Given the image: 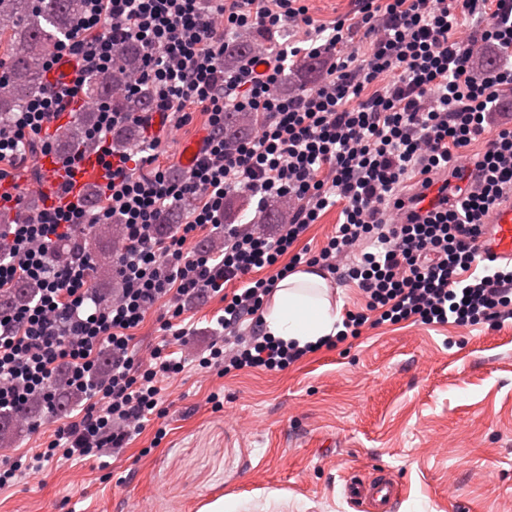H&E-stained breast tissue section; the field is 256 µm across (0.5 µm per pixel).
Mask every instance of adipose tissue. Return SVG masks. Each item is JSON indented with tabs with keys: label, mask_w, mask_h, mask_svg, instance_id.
Segmentation results:
<instances>
[{
	"label": "adipose tissue",
	"mask_w": 512,
	"mask_h": 512,
	"mask_svg": "<svg viewBox=\"0 0 512 512\" xmlns=\"http://www.w3.org/2000/svg\"><path fill=\"white\" fill-rule=\"evenodd\" d=\"M339 320L329 281L306 267L276 282L261 316L266 335L301 348L336 335Z\"/></svg>",
	"instance_id": "ef3b65f1"
}]
</instances>
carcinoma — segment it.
I'll return each mask as SVG.
<instances>
[{"label":"carcinoma","instance_id":"1","mask_svg":"<svg viewBox=\"0 0 512 512\" xmlns=\"http://www.w3.org/2000/svg\"><path fill=\"white\" fill-rule=\"evenodd\" d=\"M84 8V0H0V37L4 42L3 58L0 59V124L6 123L13 113L20 111L27 101L41 89L43 59L51 53L56 42L70 34ZM251 49V43L243 39L224 52V61L233 63ZM142 65V54L135 44L121 48L115 61L106 71L95 73L87 79L85 102L82 112L63 127L56 140L57 149L67 153L73 147H91L87 130L96 123L99 104L104 101L120 112H147L152 106L153 91L144 85L134 96L118 98L116 91ZM256 124L250 112H228L224 119V137L233 140L249 134ZM139 142V130L134 124H124L112 132V145L119 150L135 147ZM288 201L282 200L273 208L261 213L259 223L281 224L287 218ZM93 244L90 252L94 257L92 277L96 282L95 296L105 302L112 299V286L116 278L114 254L123 243L124 228L112 224L103 237L93 227L75 229L73 239L62 240L50 254L53 269L67 266L72 256V240ZM41 285L20 279L11 287L0 289V311H11L35 301ZM52 388L54 396L50 411L55 415L68 412L81 399V395L68 384L64 371L55 374ZM45 411L44 404L34 399L25 406L0 413V447L6 448L26 427L35 423Z\"/></svg>","mask_w":512,"mask_h":512}]
</instances>
